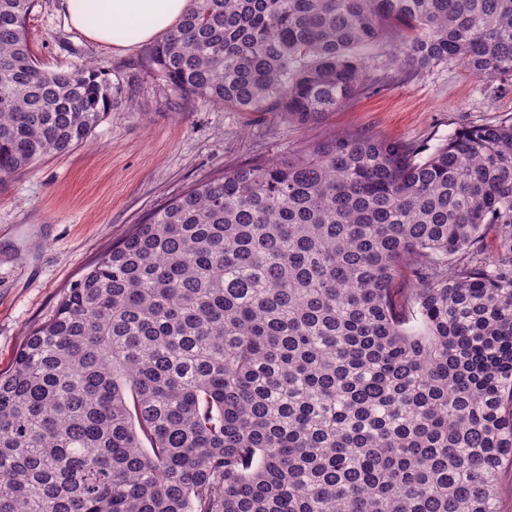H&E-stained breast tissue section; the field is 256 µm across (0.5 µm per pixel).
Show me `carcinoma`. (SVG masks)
<instances>
[{
  "instance_id": "obj_1",
  "label": "carcinoma",
  "mask_w": 512,
  "mask_h": 512,
  "mask_svg": "<svg viewBox=\"0 0 512 512\" xmlns=\"http://www.w3.org/2000/svg\"><path fill=\"white\" fill-rule=\"evenodd\" d=\"M0 0V189L112 110ZM387 64L512 76V0H191L176 98L308 126ZM512 467V118L426 158L363 131L190 186L0 371V512H500Z\"/></svg>"
}]
</instances>
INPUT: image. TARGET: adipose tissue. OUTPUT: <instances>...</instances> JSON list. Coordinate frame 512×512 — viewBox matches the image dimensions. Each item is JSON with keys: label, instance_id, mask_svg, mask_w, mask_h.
<instances>
[{"label": "adipose tissue", "instance_id": "obj_1", "mask_svg": "<svg viewBox=\"0 0 512 512\" xmlns=\"http://www.w3.org/2000/svg\"><path fill=\"white\" fill-rule=\"evenodd\" d=\"M190 0H68L71 24L93 40L128 47L168 32Z\"/></svg>", "mask_w": 512, "mask_h": 512}]
</instances>
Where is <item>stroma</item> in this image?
Segmentation results:
<instances>
[{
	"label": "stroma",
	"mask_w": 512,
	"mask_h": 512,
	"mask_svg": "<svg viewBox=\"0 0 512 512\" xmlns=\"http://www.w3.org/2000/svg\"><path fill=\"white\" fill-rule=\"evenodd\" d=\"M26 30L41 67L97 64L119 94L85 142L0 190V370L86 267L199 181L345 130L430 150L466 127L512 117V79L448 63L416 72L387 66L390 47L403 38L390 25L366 55L372 81L389 79L392 87L357 95L307 127L277 112H227L173 97L149 64L150 42L120 48L93 41L71 26L66 0H36Z\"/></svg>",
	"instance_id": "35a3bbf8"
}]
</instances>
